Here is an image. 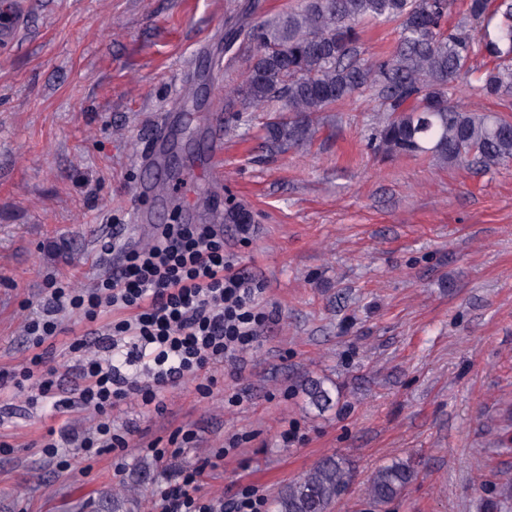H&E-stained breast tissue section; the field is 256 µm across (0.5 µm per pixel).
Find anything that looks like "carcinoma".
Instances as JSON below:
<instances>
[{"label":"carcinoma","mask_w":512,"mask_h":512,"mask_svg":"<svg viewBox=\"0 0 512 512\" xmlns=\"http://www.w3.org/2000/svg\"><path fill=\"white\" fill-rule=\"evenodd\" d=\"M451 0H301L257 27L228 30L227 48L243 38L255 52L242 80L225 93L239 112H280L265 124L267 142L280 149L310 143L317 116L358 92L369 91L385 113L368 137L383 157L428 155L444 164L493 171L512 164V119L464 110L451 103L458 83L481 54L492 66L477 77L487 98L512 95V0H465L462 18L447 24ZM368 23H393L398 41L382 57H364ZM309 405L324 411L338 396L320 380L300 384ZM415 466L394 459L378 467L368 486L382 510L413 481ZM346 462L321 459L279 489L273 512H330L349 484Z\"/></svg>","instance_id":"obj_1"}]
</instances>
